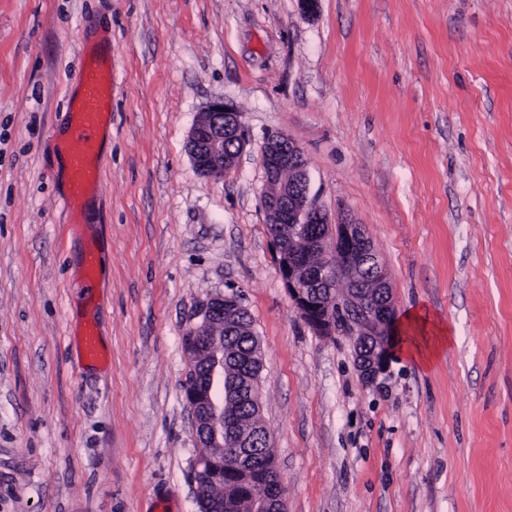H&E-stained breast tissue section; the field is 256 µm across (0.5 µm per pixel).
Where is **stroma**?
<instances>
[{
  "label": "stroma",
  "mask_w": 512,
  "mask_h": 512,
  "mask_svg": "<svg viewBox=\"0 0 512 512\" xmlns=\"http://www.w3.org/2000/svg\"><path fill=\"white\" fill-rule=\"evenodd\" d=\"M86 48L112 124L70 215ZM216 100L249 142L205 177L187 139ZM278 132L397 310L451 327L430 365L365 383L290 301L261 205ZM216 294L260 340L286 512H512V0H0V512H198L184 337Z\"/></svg>",
  "instance_id": "35a3bbf8"
}]
</instances>
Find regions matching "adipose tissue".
Listing matches in <instances>:
<instances>
[{"mask_svg":"<svg viewBox=\"0 0 512 512\" xmlns=\"http://www.w3.org/2000/svg\"><path fill=\"white\" fill-rule=\"evenodd\" d=\"M402 354L417 364H431L453 341L447 324L436 322L421 309L405 311L396 325Z\"/></svg>","mask_w":512,"mask_h":512,"instance_id":"adipose-tissue-1","label":"adipose tissue"}]
</instances>
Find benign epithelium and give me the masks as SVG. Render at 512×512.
<instances>
[{
  "mask_svg": "<svg viewBox=\"0 0 512 512\" xmlns=\"http://www.w3.org/2000/svg\"><path fill=\"white\" fill-rule=\"evenodd\" d=\"M226 138L238 146L230 157L224 155ZM247 144L241 117L222 100L207 107L188 137L193 164L207 175L222 166L233 168ZM262 166L266 182L262 206L266 223L273 227L278 270L290 299L315 333L348 339L361 378L376 380L391 359L397 312L388 273L369 232L348 219L329 222L309 197L302 152L285 134L266 140ZM330 279L344 291L336 309L331 307V299L314 291ZM239 307L237 298L229 295L212 296L201 305V321L186 334L184 348L192 361L209 359L211 370L205 384L186 385L185 399L196 437L207 440L210 448H221L224 437L229 436L252 457V435L240 431L235 419L225 412L226 403L242 394L247 376L225 368L224 342L210 335L218 315L231 316ZM220 461V456L198 458L193 477L214 479Z\"/></svg>",
  "mask_w": 512,
  "mask_h": 512,
  "instance_id": "7a95c632",
  "label": "benign epithelium"
}]
</instances>
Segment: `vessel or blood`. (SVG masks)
<instances>
[{
	"mask_svg": "<svg viewBox=\"0 0 512 512\" xmlns=\"http://www.w3.org/2000/svg\"><path fill=\"white\" fill-rule=\"evenodd\" d=\"M79 101L75 107L67 148L71 199H79L96 179L94 160L102 125L109 119L112 100V71L96 62L78 74Z\"/></svg>",
	"mask_w": 512,
	"mask_h": 512,
	"instance_id": "obj_1",
	"label": "vessel or blood"
}]
</instances>
